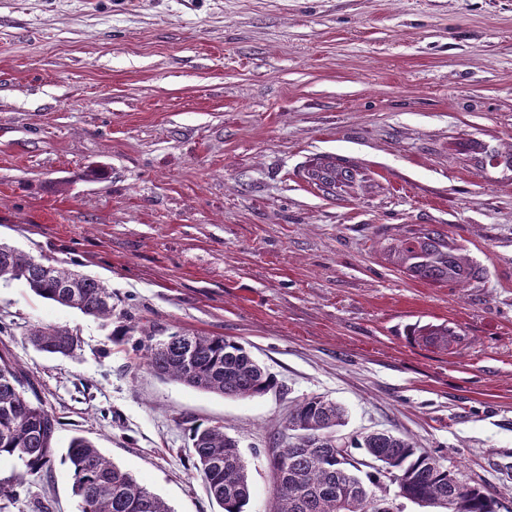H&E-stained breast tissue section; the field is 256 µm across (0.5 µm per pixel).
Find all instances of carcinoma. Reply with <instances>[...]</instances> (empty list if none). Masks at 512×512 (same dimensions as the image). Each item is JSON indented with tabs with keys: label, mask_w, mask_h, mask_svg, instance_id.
I'll use <instances>...</instances> for the list:
<instances>
[{
	"label": "carcinoma",
	"mask_w": 512,
	"mask_h": 512,
	"mask_svg": "<svg viewBox=\"0 0 512 512\" xmlns=\"http://www.w3.org/2000/svg\"><path fill=\"white\" fill-rule=\"evenodd\" d=\"M356 166L318 163L306 178L331 193L354 184ZM385 253L408 277L439 287L464 288L484 277L448 234L433 224L402 227L385 238ZM0 280L23 281L37 296L112 322V289L104 282L38 262L0 244ZM413 335L447 344L454 332L444 324H427ZM26 336L49 355L68 356L79 348L73 330L33 326ZM148 368L159 378L222 395L263 396L277 387L275 377L241 342L221 335L176 330L164 339L138 342ZM17 362L0 358V459L22 462L15 481L0 483V500L15 504L27 477L47 469L54 453L59 418L39 397L27 396ZM345 409L323 396H312L289 411L286 423L301 435L282 442L272 457L274 512H377L375 504L390 495L383 473L366 465L375 459L400 477L398 490L444 512H497L498 502L485 486H470L440 458L420 450L409 438L387 431L360 432L346 439ZM189 456L209 494L223 512H246L251 498L248 465L236 438L224 426L191 429ZM343 451H338V448ZM68 474L81 512H172L156 494L140 485L89 439L75 436L66 451Z\"/></svg>",
	"instance_id": "carcinoma-1"
}]
</instances>
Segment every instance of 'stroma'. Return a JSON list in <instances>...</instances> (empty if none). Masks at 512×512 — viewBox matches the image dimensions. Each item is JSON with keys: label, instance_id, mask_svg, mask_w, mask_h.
Segmentation results:
<instances>
[{"label": "stroma", "instance_id": "obj_1", "mask_svg": "<svg viewBox=\"0 0 512 512\" xmlns=\"http://www.w3.org/2000/svg\"><path fill=\"white\" fill-rule=\"evenodd\" d=\"M512 0H0V242L105 282V325L0 281V355L60 419L21 512H80L82 435L172 512H222L187 462L222 423L273 512L290 408L341 404L441 456L512 512ZM346 159L337 195L305 172ZM436 224L484 270L437 287L381 253ZM451 345L409 336L425 324ZM33 325L77 330L68 357ZM246 344L275 376L233 399L155 376L130 344Z\"/></svg>", "mask_w": 512, "mask_h": 512}]
</instances>
